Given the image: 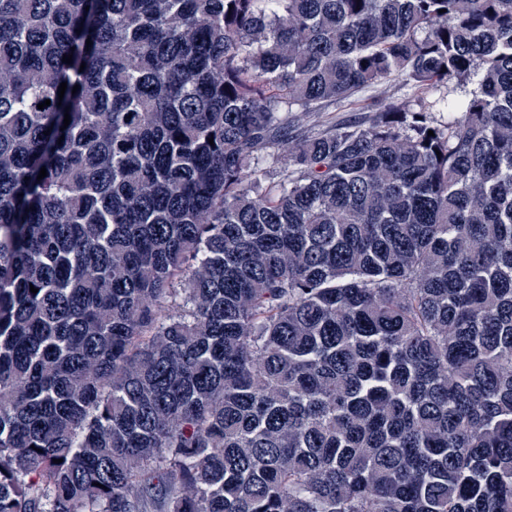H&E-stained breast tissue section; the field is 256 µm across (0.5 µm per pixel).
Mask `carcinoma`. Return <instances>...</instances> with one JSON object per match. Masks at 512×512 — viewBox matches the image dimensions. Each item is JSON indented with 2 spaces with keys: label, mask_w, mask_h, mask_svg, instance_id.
Masks as SVG:
<instances>
[{
  "label": "carcinoma",
  "mask_w": 512,
  "mask_h": 512,
  "mask_svg": "<svg viewBox=\"0 0 512 512\" xmlns=\"http://www.w3.org/2000/svg\"><path fill=\"white\" fill-rule=\"evenodd\" d=\"M0 512H512V0H0ZM405 90L402 88L400 82L396 79H391L382 84L377 85L374 89L367 92H362L355 97V102L352 105H332L323 113V119L340 123L348 120H359L368 112H363L361 108L365 107L368 103L372 102L375 97L390 98L394 100H402Z\"/></svg>",
  "instance_id": "obj_1"
}]
</instances>
